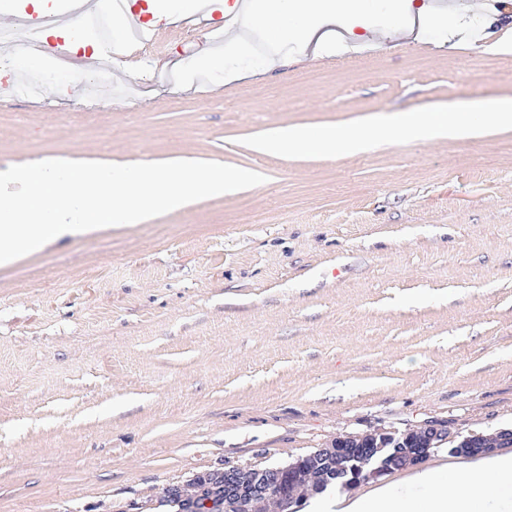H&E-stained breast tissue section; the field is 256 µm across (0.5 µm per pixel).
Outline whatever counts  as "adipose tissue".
Returning <instances> with one entry per match:
<instances>
[{
    "mask_svg": "<svg viewBox=\"0 0 512 512\" xmlns=\"http://www.w3.org/2000/svg\"><path fill=\"white\" fill-rule=\"evenodd\" d=\"M373 0H265L252 13L271 44L288 42L306 33L317 16L340 12L360 14ZM512 127V100L476 111L462 105L404 112L392 120L370 119L358 126L277 128L258 143L264 152L295 157L309 151L355 155L371 146L391 144L400 137L420 140L460 139L487 125ZM426 499V512H512V456H484L461 463L412 471L404 480L375 486L354 496L325 500L323 512H416L415 496Z\"/></svg>",
    "mask_w": 512,
    "mask_h": 512,
    "instance_id": "adipose-tissue-1",
    "label": "adipose tissue"
}]
</instances>
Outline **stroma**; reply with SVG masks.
I'll list each match as a JSON object with an SVG mask.
<instances>
[{
    "instance_id": "1",
    "label": "stroma",
    "mask_w": 512,
    "mask_h": 512,
    "mask_svg": "<svg viewBox=\"0 0 512 512\" xmlns=\"http://www.w3.org/2000/svg\"><path fill=\"white\" fill-rule=\"evenodd\" d=\"M88 83L0 45V171L192 157L264 183L0 267V512H170L166 488L343 435L512 427V130L293 160L255 140L512 98V0H375L279 63L178 0ZM223 53L224 67L203 59Z\"/></svg>"
}]
</instances>
